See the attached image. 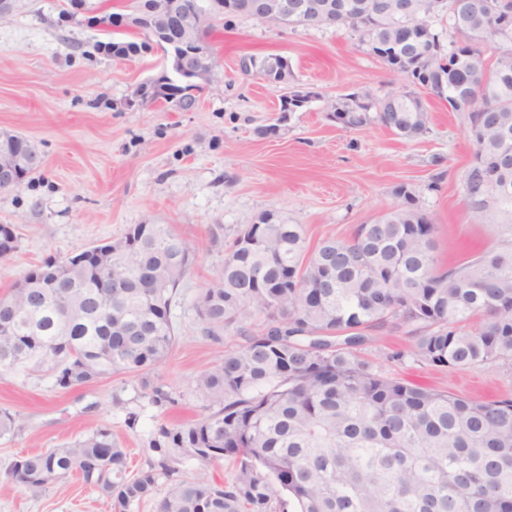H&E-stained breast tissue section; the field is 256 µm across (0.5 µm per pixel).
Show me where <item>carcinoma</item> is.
Returning a JSON list of instances; mask_svg holds the SVG:
<instances>
[{"instance_id":"carcinoma-1","label":"carcinoma","mask_w":512,"mask_h":512,"mask_svg":"<svg viewBox=\"0 0 512 512\" xmlns=\"http://www.w3.org/2000/svg\"><path fill=\"white\" fill-rule=\"evenodd\" d=\"M99 14L100 49L128 59L148 48L112 30L118 13ZM323 12L296 26L336 25L359 34L385 65L415 54L401 70L412 86L465 113L475 150L465 175L474 217L498 238L455 266L436 256V225L405 185L398 202L346 239L311 251L300 224L242 231L224 255L197 312L214 343L241 339L201 372L207 405L195 419L161 424L153 459L128 475L127 451L100 427L55 448L14 460L7 477L37 495L76 474L134 512L167 490L157 512H512V399L479 401L409 385L362 355L370 328L403 331L407 346L387 360L436 370L512 363V0H316ZM448 18L450 40L432 20ZM165 48L180 41L170 22ZM268 55L246 74L271 76ZM327 102L339 124L378 123L414 141L429 131L427 104L411 89L375 97L358 91ZM109 255L76 266L48 257L0 297V373L45 375L61 389L152 369L176 344L172 309L194 261L189 242L166 224H134L86 253ZM264 318L255 333L251 322ZM158 408L175 392L152 387ZM232 461L234 477L212 471ZM190 460L195 474L179 465Z\"/></svg>"}]
</instances>
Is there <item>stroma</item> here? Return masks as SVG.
<instances>
[{"mask_svg":"<svg viewBox=\"0 0 512 512\" xmlns=\"http://www.w3.org/2000/svg\"><path fill=\"white\" fill-rule=\"evenodd\" d=\"M68 0H16L0 20V131L32 140L42 164L21 187L0 191V224L16 229L18 246L0 260V296L49 256L64 258L120 238L133 224H168L196 249L173 322L178 343L148 372L117 375L77 389L46 376L0 375V409L18 427L0 438V512H112L110 501L77 476L41 495L23 493L3 472L17 457L109 427L127 448L129 472L146 468L148 439L158 423L184 422L205 399L197 375L217 363L223 345L202 334L195 301L224 265L238 227L277 211L302 225L308 246L348 237L357 224L391 207L409 186L437 227L444 264L491 242L496 229L474 222L464 176L474 145L463 113L429 99L430 130L407 142L379 125L342 128L326 102L365 88L382 96L407 81L367 55L356 33L328 26L280 30L249 17L216 33L220 77L197 92L189 111L165 103L129 106L136 89L166 66L152 49L116 59L96 48L101 34L82 16L62 18ZM278 54L293 66L294 84L318 92L298 112L282 113L281 92L241 71L243 59ZM268 127L258 135V127ZM363 355L388 375L472 398L512 397V366L440 372L385 355L403 334L369 330ZM179 397L177 407L151 405L152 385ZM137 414L129 425V414Z\"/></svg>","mask_w":512,"mask_h":512,"instance_id":"35a3bbf8","label":"stroma"}]
</instances>
